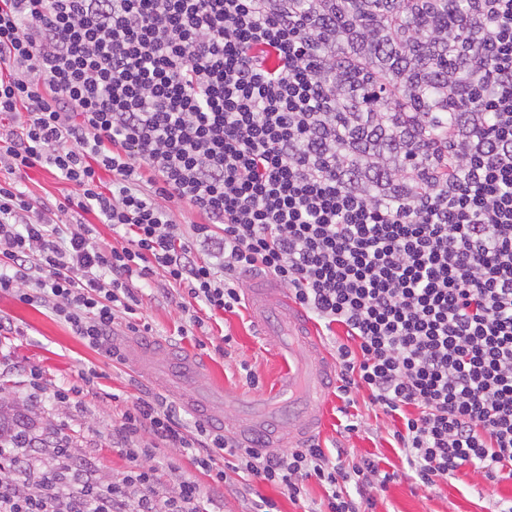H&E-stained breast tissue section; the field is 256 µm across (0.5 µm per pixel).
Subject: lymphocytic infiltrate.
I'll return each mask as SVG.
<instances>
[{"label":"lymphocytic infiltrate","mask_w":512,"mask_h":512,"mask_svg":"<svg viewBox=\"0 0 512 512\" xmlns=\"http://www.w3.org/2000/svg\"><path fill=\"white\" fill-rule=\"evenodd\" d=\"M342 0H0V164L16 178L49 166L70 193L35 210L0 183V293L50 305L88 346L116 326L151 333L133 279L161 275L197 310L246 305L243 276L267 274L314 320L339 325L340 399L367 388L402 423L393 439L428 488L468 467L512 479V0H466L445 21L410 0L434 51L454 46L448 99L477 96L437 141L409 101H383L377 71L323 45L342 31L383 52L385 31ZM402 117V161L344 136L380 138ZM76 209L122 230L104 246ZM204 221L182 227L174 210ZM357 347H350V340ZM130 466L116 481L85 470L64 496L24 466L0 480V512H209L178 477L160 498L158 445L193 451L216 487L250 499L253 481L301 501L325 486L326 512H368L400 477L378 462L238 446L187 423L163 396L137 398L112 428Z\"/></svg>","instance_id":"lymphocytic-infiltrate-1"}]
</instances>
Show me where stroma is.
Masks as SVG:
<instances>
[{
  "label": "stroma",
  "mask_w": 512,
  "mask_h": 512,
  "mask_svg": "<svg viewBox=\"0 0 512 512\" xmlns=\"http://www.w3.org/2000/svg\"><path fill=\"white\" fill-rule=\"evenodd\" d=\"M139 310L152 325L154 340L172 348L181 358L205 361L203 384L254 397L272 390L282 372L283 355L257 332L250 312L216 316L201 311L203 327L180 335L183 324L177 299L168 297L169 284L162 276L135 281ZM0 315L13 320L16 333L0 349V399L17 402L48 420L70 440L71 452L92 462L97 475L119 479L129 466L125 453L112 446V425L136 398L162 395L174 400L187 422L198 421L197 407L188 405L192 394L188 384L165 366L154 372L164 378L165 387L155 386L135 376L127 365L113 361L104 351L85 345L70 327L38 302L19 301L0 295ZM100 374L96 395L60 403L54 393L61 384L79 383L88 367ZM42 374L40 392H32L30 368ZM354 404L344 407L337 396L326 402L327 419L314 436L327 454L336 445L351 448L355 456L371 458L380 466L401 467L402 453L392 432L398 419L374 405L367 389L354 392ZM355 431H348V424ZM255 493L276 502L280 512H321L326 499L324 488L308 481L306 494L295 503L280 489L265 483L254 486ZM512 503V479L489 480L470 468L449 476L447 484L433 491L420 485L417 477H404L388 485L376 499L373 512H500Z\"/></svg>",
  "instance_id": "1"
}]
</instances>
